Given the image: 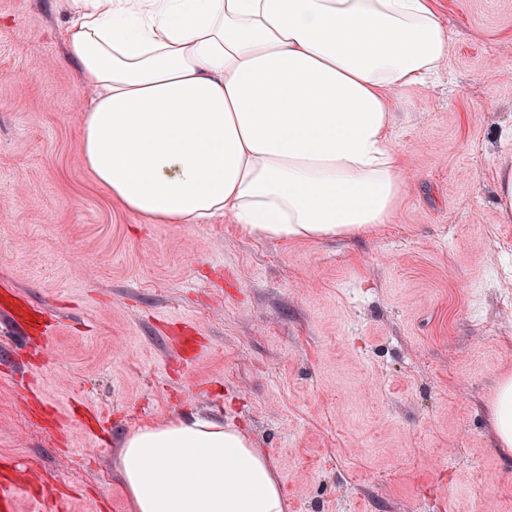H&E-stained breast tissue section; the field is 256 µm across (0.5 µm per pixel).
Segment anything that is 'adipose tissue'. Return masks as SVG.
I'll use <instances>...</instances> for the list:
<instances>
[{"instance_id": "1", "label": "adipose tissue", "mask_w": 512, "mask_h": 512, "mask_svg": "<svg viewBox=\"0 0 512 512\" xmlns=\"http://www.w3.org/2000/svg\"><path fill=\"white\" fill-rule=\"evenodd\" d=\"M63 35L97 185L153 221L283 242L389 221L398 93L448 65L431 0H71ZM490 424L512 456L511 378ZM115 469L133 512H288L270 457L216 419L135 428Z\"/></svg>"}]
</instances>
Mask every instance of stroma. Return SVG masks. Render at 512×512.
Here are the masks:
<instances>
[{
	"instance_id": "obj_1",
	"label": "stroma",
	"mask_w": 512,
	"mask_h": 512,
	"mask_svg": "<svg viewBox=\"0 0 512 512\" xmlns=\"http://www.w3.org/2000/svg\"><path fill=\"white\" fill-rule=\"evenodd\" d=\"M448 67L406 90L390 223L284 243L216 216L133 214L87 172L89 97L67 0H0V465L70 512H132L127 433L190 414L244 427L288 512H512L489 406L512 375V0H435Z\"/></svg>"
}]
</instances>
